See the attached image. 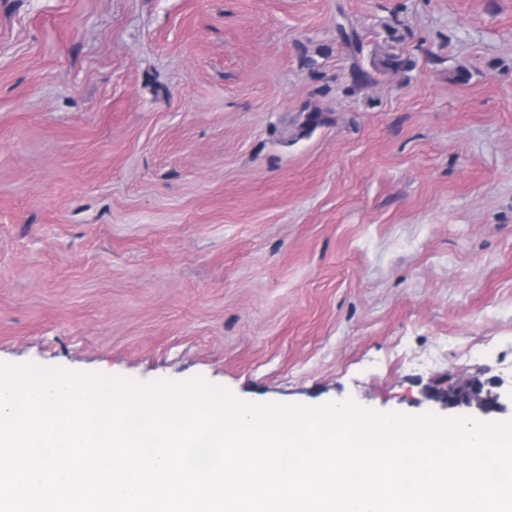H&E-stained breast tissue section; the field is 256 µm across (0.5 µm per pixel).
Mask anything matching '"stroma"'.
I'll list each match as a JSON object with an SVG mask.
<instances>
[{"label":"stroma","mask_w":512,"mask_h":512,"mask_svg":"<svg viewBox=\"0 0 512 512\" xmlns=\"http://www.w3.org/2000/svg\"><path fill=\"white\" fill-rule=\"evenodd\" d=\"M341 22L416 68L349 92ZM28 363L443 419L483 416L432 397L476 380L511 419L512 0H0Z\"/></svg>","instance_id":"obj_1"}]
</instances>
